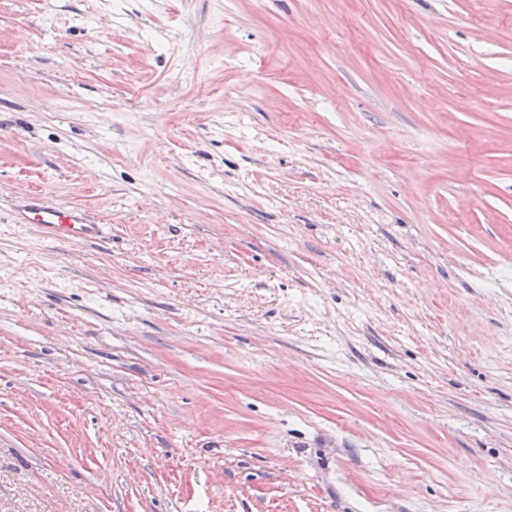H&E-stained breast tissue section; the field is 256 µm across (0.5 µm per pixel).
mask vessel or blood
Returning <instances> with one entry per match:
<instances>
[{
    "instance_id": "b4317fda",
    "label": "vessel or blood",
    "mask_w": 512,
    "mask_h": 512,
    "mask_svg": "<svg viewBox=\"0 0 512 512\" xmlns=\"http://www.w3.org/2000/svg\"><path fill=\"white\" fill-rule=\"evenodd\" d=\"M13 221L38 230L43 236L62 242L94 243L102 240L103 226L78 206L49 202L31 193L13 210Z\"/></svg>"
}]
</instances>
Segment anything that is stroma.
<instances>
[{
	"label": "stroma",
	"instance_id": "35a3bbf8",
	"mask_svg": "<svg viewBox=\"0 0 512 512\" xmlns=\"http://www.w3.org/2000/svg\"><path fill=\"white\" fill-rule=\"evenodd\" d=\"M0 512H512V0H0ZM13 222L34 227L43 236L62 242L94 243L103 238V224L88 211L49 202L34 193L15 205Z\"/></svg>",
	"mask_w": 512,
	"mask_h": 512
}]
</instances>
